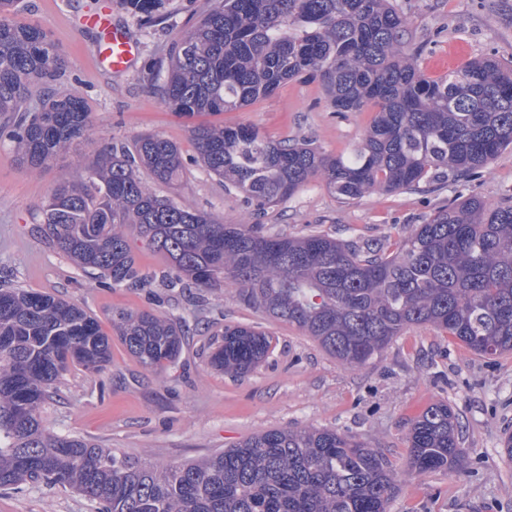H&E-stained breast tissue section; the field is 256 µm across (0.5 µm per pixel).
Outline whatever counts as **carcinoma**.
<instances>
[{
  "label": "carcinoma",
  "mask_w": 512,
  "mask_h": 512,
  "mask_svg": "<svg viewBox=\"0 0 512 512\" xmlns=\"http://www.w3.org/2000/svg\"><path fill=\"white\" fill-rule=\"evenodd\" d=\"M152 21L163 0H126ZM0 0V129L23 162L49 164L89 130L83 99L57 80L67 60ZM406 20L392 0H210L169 50L165 78L148 83L188 118L235 111L283 83L317 78L335 112L377 107L361 142L331 155L309 143L278 144L256 128L198 123L197 159L243 193L255 215L292 196L318 172L343 203L372 191L476 177L512 147V69L471 59L438 79L407 50ZM179 180V147L157 134L105 148L75 183L60 178L41 208L44 233L79 268L114 288L143 279L129 243L135 232L169 260L170 288L232 283L247 302L312 337L332 357L364 365L412 325L429 324L474 353H512V205L460 195L396 244L328 235L273 236L259 223L223 224L150 192ZM113 328L146 369L176 362L182 326L151 311L121 312ZM271 342L252 326L227 325L212 367L244 375ZM111 342L82 306L0 286V488L44 482L74 489L104 512H388L395 474L375 448L330 428L271 429L223 452L161 467L85 437L53 435L40 422L70 368L101 373ZM417 473L468 464L453 409L437 402L408 432Z\"/></svg>",
  "instance_id": "obj_1"
}]
</instances>
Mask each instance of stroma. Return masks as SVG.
<instances>
[{
    "mask_svg": "<svg viewBox=\"0 0 512 512\" xmlns=\"http://www.w3.org/2000/svg\"><path fill=\"white\" fill-rule=\"evenodd\" d=\"M395 5L407 19L408 48L427 77L477 57L512 63V0H396ZM106 6L113 23L125 27L139 46L133 65L119 73L98 64L99 35L85 23ZM205 7V0H163L158 19L147 24L124 0H20L16 21L41 27L66 54L69 65L60 82L83 98L92 127L39 169L27 167L13 143L0 138V283L75 302L112 336L108 369L92 374L71 368L41 410L43 428L162 466L209 456L270 429L333 428L376 448L391 463L398 490L389 512H512V459L500 445L504 426L512 425V353L482 357L433 327L412 326L377 360L345 365L295 326L248 304L235 285L206 292L203 306L196 301L197 289L165 288L160 277L169 269L168 259L138 238H131L132 250L151 279L137 289L111 288L84 274L45 238L39 210L58 179L85 176L104 145L127 143L146 131L176 143L184 159L183 175L172 185L140 170L150 191L225 224L262 222L268 234L315 232L386 247L459 194L460 185L433 183L343 203L317 175L255 217L242 193L225 188L198 163L191 120L175 114L147 86L149 70L166 59L171 43ZM375 115L371 106L336 113L319 81L297 79L220 119L257 127L274 141H305L340 154L361 141ZM470 190L492 205L511 200L512 150L487 165ZM143 310L185 322L176 364L145 369L113 336L115 313ZM238 323L261 327L272 350L265 363L241 377L207 362L209 344L225 325ZM438 401L459 417L469 467L411 473L408 431ZM99 509L75 491L44 484L0 490V512Z\"/></svg>",
    "mask_w": 512,
    "mask_h": 512,
    "instance_id": "35a3bbf8",
    "label": "stroma"
}]
</instances>
